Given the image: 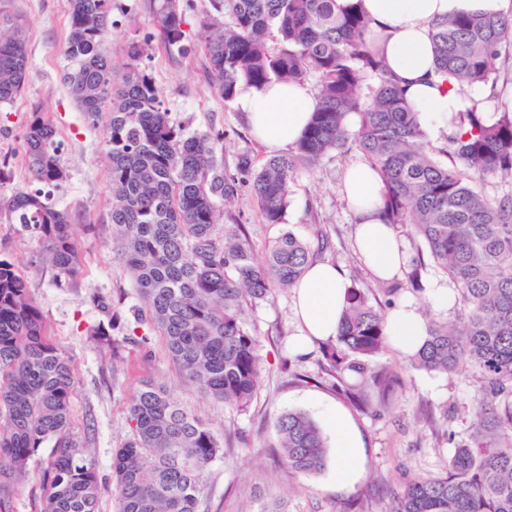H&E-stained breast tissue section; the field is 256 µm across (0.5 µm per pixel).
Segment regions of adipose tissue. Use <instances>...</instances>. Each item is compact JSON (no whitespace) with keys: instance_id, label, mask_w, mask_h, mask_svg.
<instances>
[{"instance_id":"1","label":"adipose tissue","mask_w":512,"mask_h":512,"mask_svg":"<svg viewBox=\"0 0 512 512\" xmlns=\"http://www.w3.org/2000/svg\"><path fill=\"white\" fill-rule=\"evenodd\" d=\"M512 0H362L373 23V39L390 74L404 89L421 126L434 132L448 129L451 113L469 104L455 79L436 73L433 66L429 23L461 13L506 9ZM317 99L308 86L274 83L264 90L241 89L236 108L268 152L292 146L306 127ZM343 193L357 217L359 253L381 280L396 277L410 256L400 245L396 231L384 224L378 202L381 183L368 165L357 164L346 173ZM349 281L344 270L316 261L293 287L298 318L299 344L334 340ZM387 333L401 351L411 353L426 339V323L412 304L404 303L387 317ZM336 427V477L349 482L359 471L356 438L343 414L326 413Z\"/></svg>"}]
</instances>
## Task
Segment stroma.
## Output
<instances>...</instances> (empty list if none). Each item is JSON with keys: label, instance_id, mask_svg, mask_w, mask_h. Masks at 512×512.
<instances>
[{"label": "stroma", "instance_id": "35a3bbf8", "mask_svg": "<svg viewBox=\"0 0 512 512\" xmlns=\"http://www.w3.org/2000/svg\"><path fill=\"white\" fill-rule=\"evenodd\" d=\"M186 35L172 46L151 43L142 65L164 95L172 122L188 132L221 135L219 164L235 170L242 153L266 157L265 147L249 132L241 112L224 103L210 85L201 50L198 18L209 0H180ZM68 0H0V11L21 15L27 25L30 76L19 98L0 104V189L25 183L22 135L33 110L48 113L61 142L60 159L68 173L54 198L66 209L81 254L78 277L55 278L42 247L0 209V256L22 272L30 295L53 340L75 371L70 431L89 451L102 488L100 512H118L112 487V455L127 439V403L142 381L166 386L175 400L203 419L224 448L204 478L201 512H392L402 476L442 474L455 447L470 432L476 383L469 373L443 375L408 368L395 346L369 357L386 382L369 388L363 408L334 385L321 368L322 349L297 352L292 341L297 320L292 294L276 292L246 309L244 321L258 340L262 379L242 411L203 396L188 384L167 357L160 336L134 318L141 301L129 276L114 262L110 220L112 185L103 146V129L80 112L60 82L66 63ZM113 27L105 47L123 63L130 38L150 41L153 31L148 0H114ZM357 150L327 154L313 171H298L289 205L279 224L264 223L249 189L218 204L219 224H241L257 252L281 233L292 231L318 259L341 266L351 286L361 289L373 307L388 312L382 281L364 265L356 249V222L342 192L347 169L362 162ZM399 300L414 302L425 320L453 323L456 306L439 305L433 284L449 280L432 261L405 267L397 279ZM111 321L105 340L89 329ZM340 408L359 438L361 467L354 480H336V429L323 411ZM290 411L309 414L327 439L324 469L300 480L289 478L279 457L278 418Z\"/></svg>", "mask_w": 512, "mask_h": 512}]
</instances>
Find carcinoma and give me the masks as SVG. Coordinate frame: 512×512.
<instances>
[{
  "mask_svg": "<svg viewBox=\"0 0 512 512\" xmlns=\"http://www.w3.org/2000/svg\"><path fill=\"white\" fill-rule=\"evenodd\" d=\"M210 5L198 21L208 32L201 49L224 103L243 85L318 78L317 108L295 144L259 164L244 153L233 173L217 161L221 135L189 133L171 121L162 91L139 64L148 44L131 43L130 62L114 65L104 48L112 0H70L60 79L92 123L107 116L114 252L145 305L138 321L159 332L188 382L226 406L247 408L262 367L245 307L293 287L314 252L286 231L260 260L243 225L217 232V204L246 185L265 223L280 224L295 173L314 169L331 151L356 147L380 177L385 223L413 229L460 305V327L429 324L424 346L404 359L429 373L468 370L478 383L468 443L454 449L444 475L405 479L392 512H512V193L491 198L473 186L476 177H512V113L495 118L476 105L456 112L447 145L435 151L374 48L371 20L358 0L344 9L336 0ZM149 8L153 37L179 43V0H149ZM429 27L437 72L462 90L497 83L502 50L512 46V14L462 13ZM28 74L26 28L0 15V104L21 93ZM367 76L375 84L364 98ZM351 113L359 116L354 130ZM22 146L30 180L10 189V223L41 243L57 280L71 281L81 259L70 215L50 195L68 178L50 116L31 112ZM388 339L385 317L363 291L349 288L336 340L323 346L330 376L367 401L366 388L380 377L364 358ZM75 386L24 275L0 257V512H12L8 492L47 441L53 448L41 474L43 512H98L95 465L70 435ZM127 420L128 438L112 458L119 512H200L204 474L224 456L211 429L152 383L132 395ZM277 431L291 478L323 469L326 439L307 414L282 415Z\"/></svg>",
  "mask_w": 512,
  "mask_h": 512,
  "instance_id": "1",
  "label": "carcinoma"
}]
</instances>
